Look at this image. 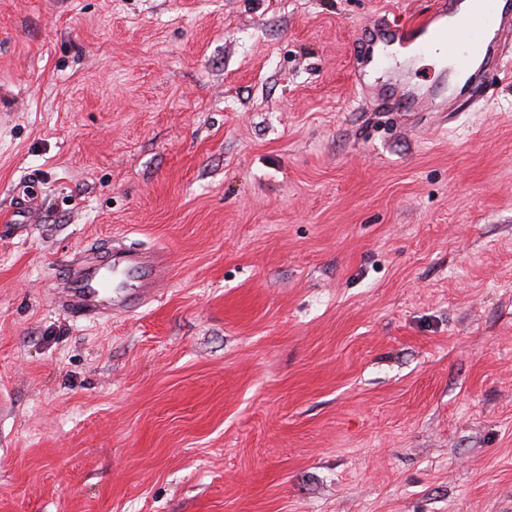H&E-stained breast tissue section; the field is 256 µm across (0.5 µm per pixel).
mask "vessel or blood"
I'll return each instance as SVG.
<instances>
[{
	"label": "vessel or blood",
	"mask_w": 512,
	"mask_h": 512,
	"mask_svg": "<svg viewBox=\"0 0 512 512\" xmlns=\"http://www.w3.org/2000/svg\"><path fill=\"white\" fill-rule=\"evenodd\" d=\"M502 0H470L467 9L455 8L452 0H436L435 9L413 17L405 25L366 32L369 40H389L414 51L440 47L455 59L465 86L477 88L502 59L499 41L512 40V11ZM34 197H20L11 221L32 224L37 220ZM168 267L160 250L145 251L122 244L108 245L94 255H82L66 263V274L57 294L58 307L84 319H99L125 312L156 299Z\"/></svg>",
	"instance_id": "b4317fda"
}]
</instances>
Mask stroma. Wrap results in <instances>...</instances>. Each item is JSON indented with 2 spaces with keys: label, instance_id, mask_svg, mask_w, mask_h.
<instances>
[{
  "label": "stroma",
  "instance_id": "obj_1",
  "mask_svg": "<svg viewBox=\"0 0 512 512\" xmlns=\"http://www.w3.org/2000/svg\"><path fill=\"white\" fill-rule=\"evenodd\" d=\"M432 5L0 0V512H512V73L361 40ZM108 241L167 285L60 312ZM35 200V197L29 195L19 197L9 222L12 224H34L38 215V204ZM168 256L160 250L145 251L110 243L95 255H81L66 262V274L57 293L58 307L76 317L99 319L126 312L160 293ZM149 270L137 288H121V273ZM120 288V289H116Z\"/></svg>",
  "mask_w": 512,
  "mask_h": 512
}]
</instances>
